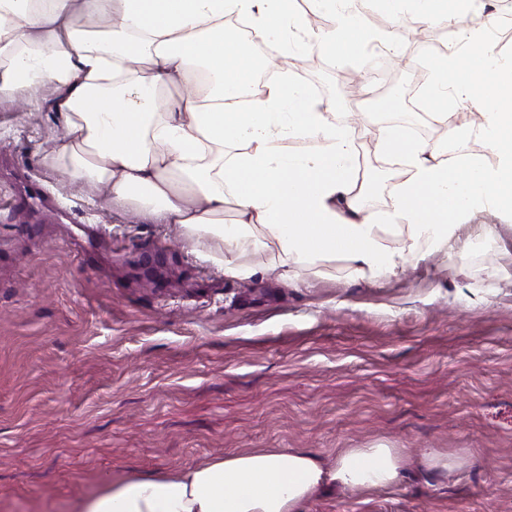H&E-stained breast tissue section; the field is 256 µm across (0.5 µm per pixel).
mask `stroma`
I'll return each mask as SVG.
<instances>
[{
  "mask_svg": "<svg viewBox=\"0 0 512 512\" xmlns=\"http://www.w3.org/2000/svg\"><path fill=\"white\" fill-rule=\"evenodd\" d=\"M490 49L512 59V0H483ZM290 72L331 104L361 152L366 208H391L405 167L378 144L398 125L448 160L491 157L477 115L438 128L410 110L442 53L413 57L343 97L339 74ZM43 108L0 101V512H72L107 482L194 467L257 448L329 460L343 448L405 449L407 478L368 495L336 489L305 512H512V216L479 211L463 231L496 242L459 265L439 253L400 278H353L318 261L283 282L266 253L225 276L211 243L146 224L64 180L44 160L63 135ZM437 448L462 468L429 471Z\"/></svg>",
  "mask_w": 512,
  "mask_h": 512,
  "instance_id": "obj_1",
  "label": "stroma"
}]
</instances>
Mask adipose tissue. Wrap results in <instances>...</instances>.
Here are the masks:
<instances>
[{"label":"adipose tissue","mask_w":512,"mask_h":512,"mask_svg":"<svg viewBox=\"0 0 512 512\" xmlns=\"http://www.w3.org/2000/svg\"><path fill=\"white\" fill-rule=\"evenodd\" d=\"M313 2L330 16L327 29L291 31L288 0H0V100L22 94L36 110L39 89L52 85L65 129L48 155L52 168L107 186L110 207L136 210L146 223L211 236L210 258L226 276L252 275L251 256L265 251L285 279L339 256L372 282L428 252L463 257L460 230L474 211L512 215V60L487 48V22L464 29L478 67L448 55L424 99L443 123L482 92L489 104L479 133L493 159L443 161L392 131L381 148L406 162L408 176L392 209L373 214L362 204L359 151L330 120V104L285 76L251 92L256 64L224 31L233 16L287 55L353 54L367 36L358 0ZM306 139L314 147L289 151ZM401 225L403 247L385 250L382 233ZM404 471L402 449L383 443L328 462L297 449L246 450L109 482L75 512H304L327 489L362 495L397 486Z\"/></svg>","instance_id":"obj_1"}]
</instances>
